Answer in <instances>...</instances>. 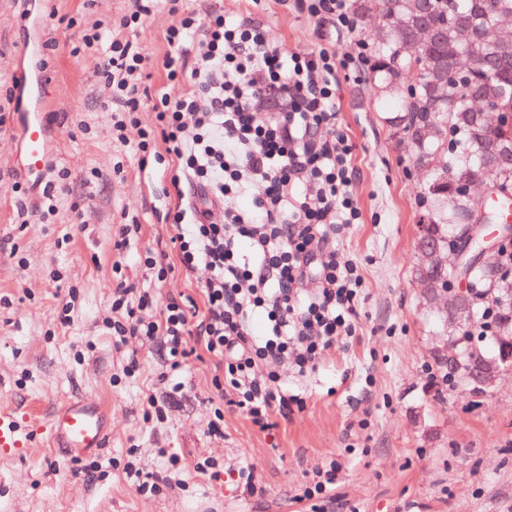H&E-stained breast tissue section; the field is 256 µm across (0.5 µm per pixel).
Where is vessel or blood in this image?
I'll return each instance as SVG.
<instances>
[{"label":"vessel or blood","mask_w":512,"mask_h":512,"mask_svg":"<svg viewBox=\"0 0 512 512\" xmlns=\"http://www.w3.org/2000/svg\"><path fill=\"white\" fill-rule=\"evenodd\" d=\"M23 136L30 170H42L46 153L43 119H24ZM104 414L100 405L90 406L80 399L65 402L52 415L54 441L74 457L98 451L108 436Z\"/></svg>","instance_id":"b4317fda"}]
</instances>
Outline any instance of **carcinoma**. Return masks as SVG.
Segmentation results:
<instances>
[{"label": "carcinoma", "mask_w": 512, "mask_h": 512, "mask_svg": "<svg viewBox=\"0 0 512 512\" xmlns=\"http://www.w3.org/2000/svg\"><path fill=\"white\" fill-rule=\"evenodd\" d=\"M353 8L384 20L374 73L400 94L399 123L416 148L414 162L430 175L424 198L436 206L426 213L429 241H416L418 276L423 288L436 282L450 297L445 307L428 292L426 301L444 321L457 319L460 332L480 303L496 301L497 337H511L512 278L501 265H472L461 293L457 272L425 253L430 243L446 253L465 237L483 244L469 219L479 204L460 199L458 184L496 183L498 198L512 197V0H353ZM496 365L471 347L469 381L485 388L480 370Z\"/></svg>", "instance_id": "carcinoma-1"}]
</instances>
